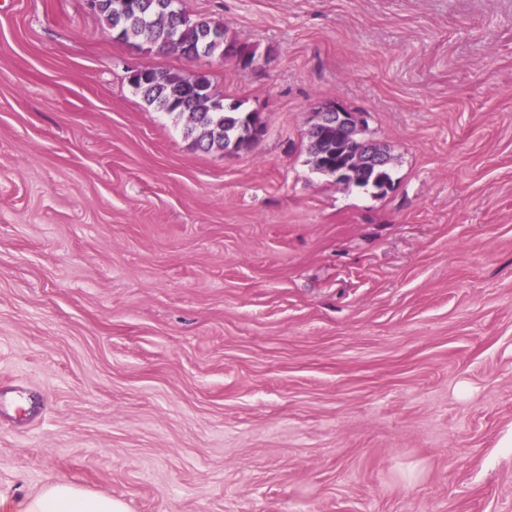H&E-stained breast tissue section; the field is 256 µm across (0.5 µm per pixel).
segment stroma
<instances>
[{
	"mask_svg": "<svg viewBox=\"0 0 512 512\" xmlns=\"http://www.w3.org/2000/svg\"><path fill=\"white\" fill-rule=\"evenodd\" d=\"M256 53L0 0V499L126 512H512V0H178ZM264 136L192 146L129 72ZM386 195L316 171L323 107ZM149 69L150 77L131 82L132 86L157 111L182 119L184 135L197 149L240 151L257 140L260 113L241 111V102L226 105L214 97L206 73L186 78L177 72ZM3 512H125L124 504L72 484H57L19 502L0 500Z\"/></svg>",
	"mask_w": 512,
	"mask_h": 512,
	"instance_id": "1",
	"label": "stroma"
}]
</instances>
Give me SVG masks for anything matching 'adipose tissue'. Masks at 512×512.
Segmentation results:
<instances>
[{
	"label": "adipose tissue",
	"mask_w": 512,
	"mask_h": 512,
	"mask_svg": "<svg viewBox=\"0 0 512 512\" xmlns=\"http://www.w3.org/2000/svg\"><path fill=\"white\" fill-rule=\"evenodd\" d=\"M0 512H125V507L120 501L64 483L18 502L0 500Z\"/></svg>",
	"instance_id": "ef3b65f1"
}]
</instances>
